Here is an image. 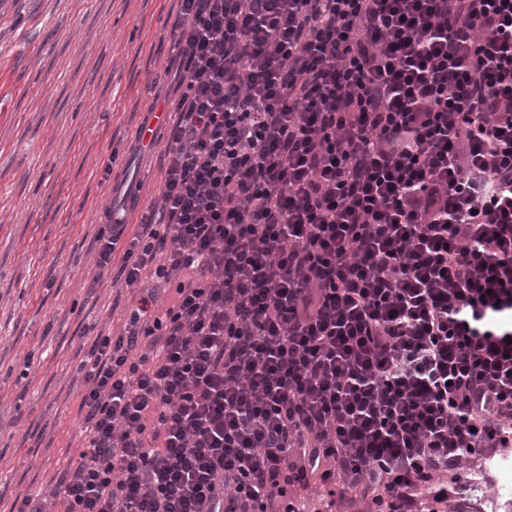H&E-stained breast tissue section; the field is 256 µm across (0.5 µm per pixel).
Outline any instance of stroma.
Listing matches in <instances>:
<instances>
[{
  "label": "stroma",
  "instance_id": "1",
  "mask_svg": "<svg viewBox=\"0 0 512 512\" xmlns=\"http://www.w3.org/2000/svg\"><path fill=\"white\" fill-rule=\"evenodd\" d=\"M174 0H0V512L80 445L82 346L120 333L134 291L89 246L112 190L162 179L166 129L138 153L175 41Z\"/></svg>",
  "mask_w": 512,
  "mask_h": 512
}]
</instances>
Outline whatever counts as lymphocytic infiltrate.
Here are the masks:
<instances>
[{"mask_svg": "<svg viewBox=\"0 0 512 512\" xmlns=\"http://www.w3.org/2000/svg\"><path fill=\"white\" fill-rule=\"evenodd\" d=\"M163 178L97 266L78 455L16 512H423L512 447V0H177Z\"/></svg>", "mask_w": 512, "mask_h": 512, "instance_id": "lymphocytic-infiltrate-1", "label": "lymphocytic infiltrate"}]
</instances>
